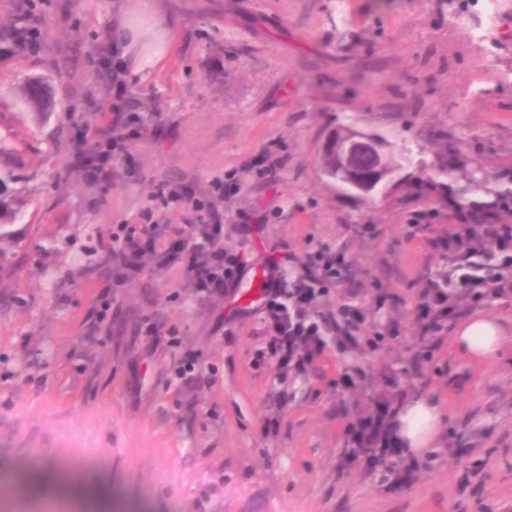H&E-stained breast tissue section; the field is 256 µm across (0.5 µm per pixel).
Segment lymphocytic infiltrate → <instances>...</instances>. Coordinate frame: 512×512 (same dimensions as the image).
<instances>
[{
    "label": "lymphocytic infiltrate",
    "mask_w": 512,
    "mask_h": 512,
    "mask_svg": "<svg viewBox=\"0 0 512 512\" xmlns=\"http://www.w3.org/2000/svg\"><path fill=\"white\" fill-rule=\"evenodd\" d=\"M512 211V195L500 196L457 211L445 238L431 246L448 259L449 288L427 281L420 291L416 322L420 329L435 332L456 321L465 309L485 300L512 294V225L501 223ZM222 217L209 213L202 224H184L162 237L157 225L129 227L112 234L107 255L116 277L138 274L144 259L157 266L181 265L192 290L200 296L223 294L236 275L238 263L224 246ZM490 243L499 258L498 270L479 263L481 243ZM344 265L342 255L326 249L309 256L304 273L289 294L265 290L257 308L269 332L266 354L277 362L282 375L298 374L321 354L326 322L316 312V301L326 282L336 279Z\"/></svg>",
    "instance_id": "1"
}]
</instances>
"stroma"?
<instances>
[{"instance_id":"35a3bbf8","label":"stroma","mask_w":512,"mask_h":512,"mask_svg":"<svg viewBox=\"0 0 512 512\" xmlns=\"http://www.w3.org/2000/svg\"><path fill=\"white\" fill-rule=\"evenodd\" d=\"M467 6L157 0L178 29L151 27L120 75L103 49L142 24L138 0H0V166L22 201L0 242V512H100L23 486L37 469L105 491L112 512H512V296L479 309L504 333L490 362L458 350L454 325L422 337L414 314L447 269L428 241L451 207L512 194V0L488 44ZM27 9L38 34L21 48ZM33 81L51 111L26 102ZM349 128L381 135L399 164L367 198L320 170L324 141ZM108 132L112 177L94 180L75 144ZM477 168L490 177L475 188ZM196 201L223 214L239 259L224 296L193 294L177 266L114 282L112 231L150 220L171 235L199 223ZM324 247L349 267L318 311L353 305L365 321L283 381L261 358L251 277L288 254L292 286ZM185 352L212 382L175 375ZM394 394L434 401L438 446L350 462V430Z\"/></svg>"}]
</instances>
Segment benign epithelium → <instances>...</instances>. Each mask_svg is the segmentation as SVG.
Listing matches in <instances>:
<instances>
[{
    "mask_svg": "<svg viewBox=\"0 0 512 512\" xmlns=\"http://www.w3.org/2000/svg\"><path fill=\"white\" fill-rule=\"evenodd\" d=\"M326 150L332 156L331 170L341 174L336 186L346 194H368L398 169L388 158L384 142L374 133L350 129L331 138ZM360 155L374 160L373 167L366 173L353 167V160Z\"/></svg>",
    "mask_w": 512,
    "mask_h": 512,
    "instance_id": "1",
    "label": "benign epithelium"
}]
</instances>
